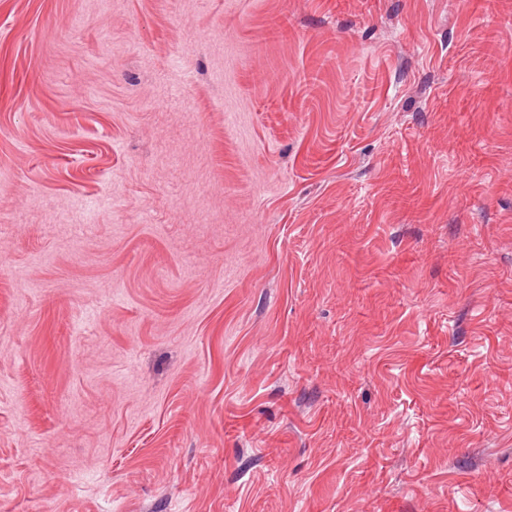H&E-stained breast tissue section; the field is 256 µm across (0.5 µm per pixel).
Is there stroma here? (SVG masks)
<instances>
[{"label":"stroma","mask_w":512,"mask_h":512,"mask_svg":"<svg viewBox=\"0 0 512 512\" xmlns=\"http://www.w3.org/2000/svg\"><path fill=\"white\" fill-rule=\"evenodd\" d=\"M0 512H512V0H0Z\"/></svg>","instance_id":"obj_1"}]
</instances>
